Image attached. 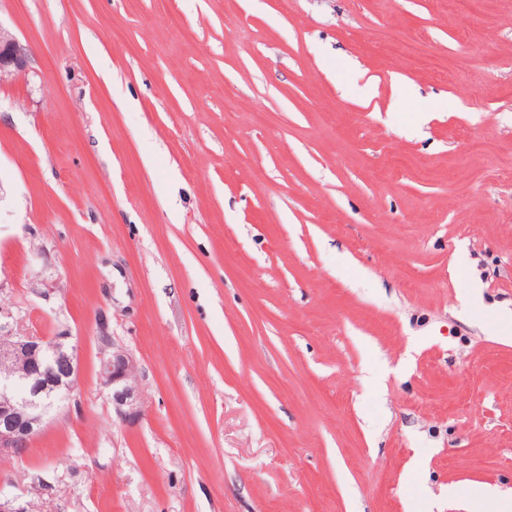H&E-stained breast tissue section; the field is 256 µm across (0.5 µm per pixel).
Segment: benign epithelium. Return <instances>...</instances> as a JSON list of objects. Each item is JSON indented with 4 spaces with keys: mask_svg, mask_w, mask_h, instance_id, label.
<instances>
[{
    "mask_svg": "<svg viewBox=\"0 0 512 512\" xmlns=\"http://www.w3.org/2000/svg\"><path fill=\"white\" fill-rule=\"evenodd\" d=\"M28 49L0 26V82L25 71ZM0 457H21L45 424L50 408L44 399L58 391L70 398L79 376L77 346L69 336H39L21 328L15 312L0 307ZM99 377L110 390L117 416L132 423L143 415L133 355L109 336L101 337ZM58 364L62 372L48 369Z\"/></svg>",
    "mask_w": 512,
    "mask_h": 512,
    "instance_id": "benign-epithelium-1",
    "label": "benign epithelium"
}]
</instances>
